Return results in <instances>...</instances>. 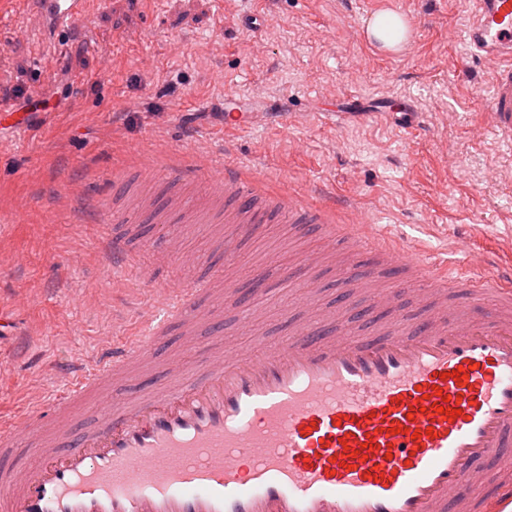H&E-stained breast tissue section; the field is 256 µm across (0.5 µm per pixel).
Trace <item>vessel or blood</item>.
<instances>
[{"label":"vessel or blood","instance_id":"1","mask_svg":"<svg viewBox=\"0 0 512 512\" xmlns=\"http://www.w3.org/2000/svg\"><path fill=\"white\" fill-rule=\"evenodd\" d=\"M462 39L472 60L490 65L492 131L512 146V0H474ZM26 25L66 32L87 20L93 0H24ZM143 193L161 181L205 184L214 208L197 224L225 225L234 249L247 224L322 229L306 270L344 242L371 257L368 276L349 272L350 292L396 278L375 294L392 313L372 334L334 341L345 309L300 323L287 339L254 341L251 358L222 345L194 380L171 369L165 384L106 410L67 448L47 434L167 336L213 316L233 281L214 273L183 283L161 274L168 253L144 257L127 237L106 244L116 269H129L157 302L138 332L79 369L46 416L23 414L33 463L0 470V512H506L512 475L485 492L470 483L512 448V270L493 276L438 270L415 250L387 241L365 222L337 224L335 202L310 205L269 194L237 165L169 168L142 174ZM421 297L419 315L401 312ZM465 369V379L453 372ZM459 411L440 413L442 403Z\"/></svg>","mask_w":512,"mask_h":512}]
</instances>
